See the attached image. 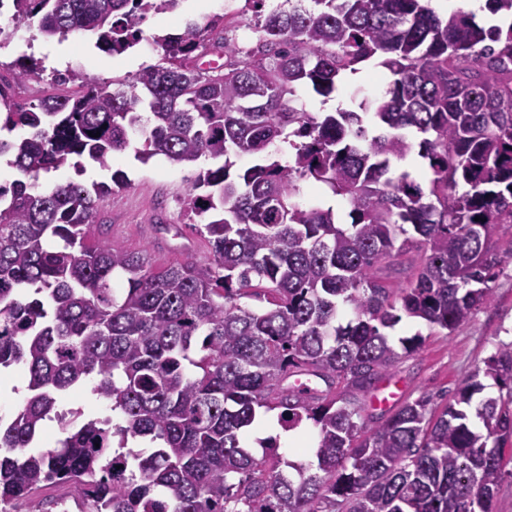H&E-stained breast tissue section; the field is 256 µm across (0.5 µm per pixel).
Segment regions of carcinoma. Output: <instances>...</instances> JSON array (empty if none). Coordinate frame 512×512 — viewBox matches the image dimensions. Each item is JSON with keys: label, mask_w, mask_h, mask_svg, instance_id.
Listing matches in <instances>:
<instances>
[{"label": "carcinoma", "mask_w": 512, "mask_h": 512, "mask_svg": "<svg viewBox=\"0 0 512 512\" xmlns=\"http://www.w3.org/2000/svg\"><path fill=\"white\" fill-rule=\"evenodd\" d=\"M248 2L254 47L217 33L225 18L213 16L154 35L163 62L116 89L87 81L19 109L0 87V156L19 174L0 184V369L28 375L22 405L0 414V512L50 484L86 512H495L512 343L438 415L425 398L371 427L364 411L421 343L397 347L388 330L406 316L452 333L491 303L492 270L512 258V239L492 247L512 225V22L442 18L429 0ZM168 7L7 0L10 20L36 19L47 38L89 32L110 56ZM374 60L392 75L383 95L321 115L293 105L303 88L336 93ZM14 67L20 81L46 72L33 57ZM136 132L144 163L214 161L179 197L200 218L205 262L156 272L145 251L86 246L100 203L127 183L121 170L109 184L40 185L85 159L110 168ZM414 153L426 189L392 173ZM245 154L258 162L236 169ZM303 182L345 199L351 222L303 200ZM410 252L414 273L390 287L382 262ZM483 377L499 394L474 406ZM86 382L118 422H65L60 395ZM262 410L288 429L307 424L300 452L313 460L257 457L248 433ZM52 418L67 436L27 451ZM131 438L148 447L126 448Z\"/></svg>", "instance_id": "obj_1"}]
</instances>
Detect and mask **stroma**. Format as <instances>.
Instances as JSON below:
<instances>
[{
	"label": "stroma",
	"instance_id": "1",
	"mask_svg": "<svg viewBox=\"0 0 512 512\" xmlns=\"http://www.w3.org/2000/svg\"><path fill=\"white\" fill-rule=\"evenodd\" d=\"M223 13L234 21L233 35L239 43L256 40V32L248 25L252 11L245 0H184L180 16L149 15L142 29L151 36ZM0 29L12 37L9 49L0 50V74L11 75L14 60L28 53L46 60L58 58L60 72L72 71L79 76L75 82L37 78L14 82L11 101L18 108L38 97L76 95L85 79L109 83L124 78L141 66L157 63L161 57L157 51L139 50L110 57L94 50L87 36L81 34L69 36L63 42L45 38L33 21L14 23L4 18L0 20ZM389 81L387 70L369 67L346 81L339 99L325 100L302 89L295 106L307 112H331L337 103L348 102L354 91L370 97L383 94ZM114 169L126 173L128 184L101 202L97 222L86 238L87 245L108 238L129 251L148 252L157 271L176 263L203 262L208 254L207 245L194 225V217L186 214L178 202L187 187L188 169L172 167L160 156L140 162L132 148L113 156L111 170ZM111 170L87 164L82 180L88 185L109 182ZM492 288V303L476 310L471 320L453 333L429 328L425 322L410 318L395 327L393 337L419 334L424 338L418 351L404 356L389 371L390 377L402 383L404 399L428 396L433 409H443L476 367L501 344L512 341V260L503 261Z\"/></svg>",
	"mask_w": 512,
	"mask_h": 512
}]
</instances>
